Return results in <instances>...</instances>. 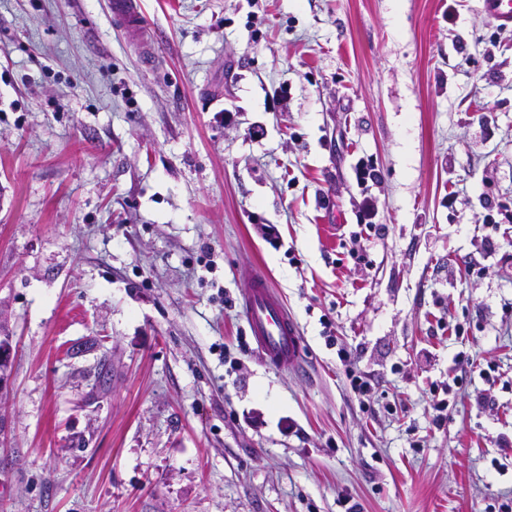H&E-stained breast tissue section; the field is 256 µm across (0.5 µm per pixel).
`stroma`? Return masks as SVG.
Listing matches in <instances>:
<instances>
[{
	"label": "stroma",
	"instance_id": "1",
	"mask_svg": "<svg viewBox=\"0 0 512 512\" xmlns=\"http://www.w3.org/2000/svg\"><path fill=\"white\" fill-rule=\"evenodd\" d=\"M142 3L0 0V512H512V27ZM113 22L124 32L128 40L143 44L146 18L140 0H110ZM243 307L251 335L265 361L286 365L300 354V340L288 312L269 287L265 274L256 271L244 296Z\"/></svg>",
	"mask_w": 512,
	"mask_h": 512
}]
</instances>
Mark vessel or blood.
<instances>
[{"mask_svg":"<svg viewBox=\"0 0 512 512\" xmlns=\"http://www.w3.org/2000/svg\"><path fill=\"white\" fill-rule=\"evenodd\" d=\"M109 8L113 22L128 40L141 42L146 29L141 0H109ZM484 12L497 25H512V0H484ZM243 307L251 335L267 363L285 365L298 358L297 329L263 272L253 274Z\"/></svg>","mask_w":512,"mask_h":512,"instance_id":"obj_1","label":"vessel or blood"}]
</instances>
